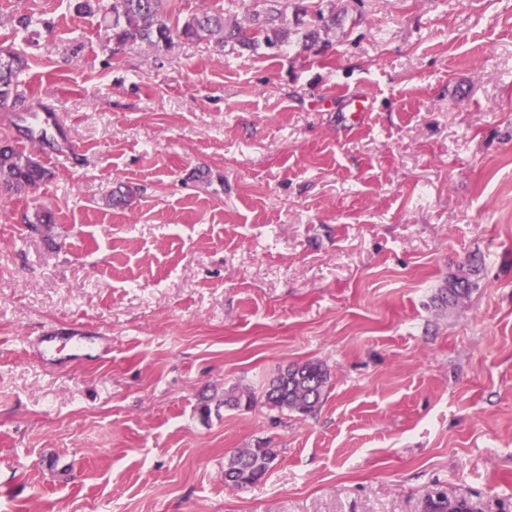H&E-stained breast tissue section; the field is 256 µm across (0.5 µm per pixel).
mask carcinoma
Returning a JSON list of instances; mask_svg holds the SVG:
<instances>
[{"instance_id":"1","label":"carcinoma","mask_w":512,"mask_h":512,"mask_svg":"<svg viewBox=\"0 0 512 512\" xmlns=\"http://www.w3.org/2000/svg\"><path fill=\"white\" fill-rule=\"evenodd\" d=\"M294 4L295 24L288 22V4ZM78 11L102 13L105 28L118 45L146 43L161 50L174 39L208 41L222 47L237 46L245 50L264 47L279 52L292 44L312 50L320 40L321 31L342 25L333 6L311 5L304 0H256L246 22L227 14L218 4L202 0L198 9L184 17L176 0H76ZM26 60L17 51L0 49V110H15L23 96L19 91L20 76ZM50 176L37 156L11 145L0 150V189L21 194ZM473 283L466 275L455 276L441 288L435 302L442 308L455 305L467 296ZM328 382L326 369L317 362L291 365L280 371L266 386L261 402L272 410L300 415L313 413L321 404ZM256 403L255 395L237 387L224 391V405L249 410ZM275 453L271 448H240L227 459L224 481L238 487L253 484L268 472Z\"/></svg>"}]
</instances>
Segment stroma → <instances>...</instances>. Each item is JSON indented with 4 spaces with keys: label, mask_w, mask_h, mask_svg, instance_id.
<instances>
[{
    "label": "stroma",
    "mask_w": 512,
    "mask_h": 512,
    "mask_svg": "<svg viewBox=\"0 0 512 512\" xmlns=\"http://www.w3.org/2000/svg\"><path fill=\"white\" fill-rule=\"evenodd\" d=\"M335 3L271 57L0 0L28 61L0 138L55 115L50 178L0 193V512H512V0ZM53 327L78 349L30 347ZM308 361L312 415L224 406ZM473 285L469 276H455L452 280H448L445 287L439 290L435 301L440 308L451 307L461 298L467 296L473 288ZM275 456L270 448H239L227 459L224 481L238 487L253 484L265 476Z\"/></svg>",
    "instance_id": "35a3bbf8"
}]
</instances>
